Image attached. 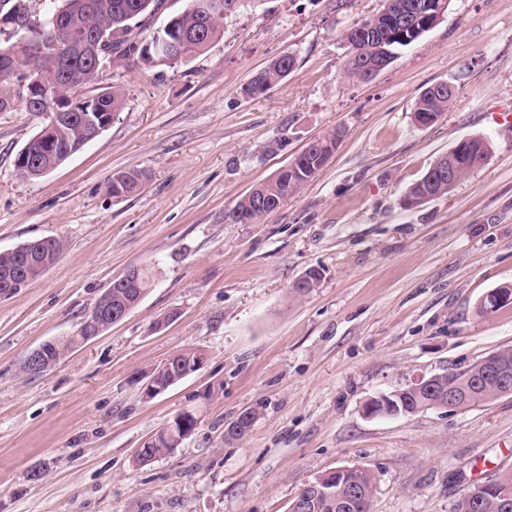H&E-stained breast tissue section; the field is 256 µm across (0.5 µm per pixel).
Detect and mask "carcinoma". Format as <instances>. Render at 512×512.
I'll return each mask as SVG.
<instances>
[{"mask_svg": "<svg viewBox=\"0 0 512 512\" xmlns=\"http://www.w3.org/2000/svg\"><path fill=\"white\" fill-rule=\"evenodd\" d=\"M39 7L37 17L43 23V30L34 35L33 41L44 40L50 36L56 38L61 47L69 49L66 57L60 61L51 60L47 63V91L59 96L74 93L78 88L90 85L95 80L92 75L93 63L81 52L79 42L87 36L107 38L103 52L112 59L138 56L145 59L148 52L153 51L156 44H164L166 51L156 54L152 65L174 67L188 63L196 56L206 52L211 44L223 34V23L226 14L214 13L202 16L195 8L197 0H186V6L172 14L173 26L169 30L157 31L151 41L143 44L133 37V31L145 24V17L152 9H160L163 0H37ZM427 0H384L383 8L371 17L376 24L378 40L370 41L368 36L360 39L362 52L370 59L384 54L382 46L396 49L401 41L394 38L395 29L390 19L398 11V6L411 4L417 12V18L425 19L426 9L423 5ZM206 28L204 39L196 37V31ZM12 40L0 35V97L15 93L21 79V72L14 64ZM294 57L282 56L254 76L244 89L250 97L264 93L270 86L279 83L294 68ZM451 95L448 89L435 85L428 88L418 98L415 114L425 120L436 121L443 112L448 110ZM103 108L112 113H119L124 105L125 94L119 87L104 92L101 98ZM87 127L76 121L51 130L53 149L46 150L38 145L33 149L39 151V168L51 172L59 166L64 152L85 136ZM340 132L333 130L321 139V148H308L299 154L291 163L279 169L270 180L253 187L241 197L228 212L227 219L235 224L247 219L251 224L257 223L269 215L273 207H280L288 195L299 190L312 176L324 166L336 149V139ZM459 153L461 178H466L474 167L483 165L490 155V144L483 138L470 142L460 140ZM146 175L132 169L118 177H112V198L124 199L137 194L143 187ZM437 194L444 198L450 194L448 182L429 184L421 187L412 184L408 189L405 201L409 202L424 193ZM65 247L59 237H50L42 245V260L53 265ZM21 251H0V293L5 291V279L16 269ZM155 273L150 268L140 270L136 282L126 288H114L109 294H102L98 303L109 308L136 306L139 299L153 287ZM82 334L75 332L70 336L60 337L48 351L49 360L58 362L69 352L83 344ZM436 389L446 392L453 390L456 395V408L460 410L490 402L499 398L498 386L494 378L485 376L477 364L443 376L436 383ZM434 394L426 390H411L409 387L398 389V393L390 396L393 407L425 411ZM258 415L255 408L241 411L234 420L235 427L227 430L230 438H241L246 435ZM196 426V419L188 421L186 431H181L177 420H172L157 432L152 443L145 449L146 456L152 458L169 453L179 445L177 438L182 434H190ZM349 479L358 486L362 497L372 500L375 484L372 474L365 470L352 471ZM496 483L494 492L484 497L477 504L467 492L455 500L453 512H512V508L504 511L499 503L505 499L512 502V470L503 471L493 479Z\"/></svg>", "mask_w": 512, "mask_h": 512, "instance_id": "carcinoma-1", "label": "carcinoma"}]
</instances>
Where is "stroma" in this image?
<instances>
[{"mask_svg": "<svg viewBox=\"0 0 512 512\" xmlns=\"http://www.w3.org/2000/svg\"><path fill=\"white\" fill-rule=\"evenodd\" d=\"M383 0H250L188 65L112 62L86 87H122L112 125L47 176L14 163L42 116L0 112V251L65 242L57 262L0 297V512H287L341 466L369 470L371 512H452L461 493L512 470V395L466 411L370 419L364 403L420 375L512 347V0H450L440 22L369 82L347 77L342 35ZM292 72L243 87L282 55ZM455 94L422 126L430 86ZM343 135L315 177L257 224L226 215L309 141ZM492 144L445 198L404 197L456 142ZM136 169L138 195L107 182ZM156 280L119 323L51 370L28 351L70 335L129 266ZM318 270L304 295L294 281ZM205 366L154 399L142 386L170 356ZM251 431H225L246 408ZM194 432L136 461L177 414ZM511 288H512V285H511ZM511 288H508V287L496 288L495 290H493L492 292H490L486 296H484L483 299L491 297L492 300L495 298L498 302H507L510 300L512 301V289ZM492 300L487 299L485 301V303L478 304L479 315L487 316L492 313H496L512 304V302H511V304L498 305L496 301H492Z\"/></svg>", "mask_w": 512, "mask_h": 512, "instance_id": "1", "label": "stroma"}]
</instances>
